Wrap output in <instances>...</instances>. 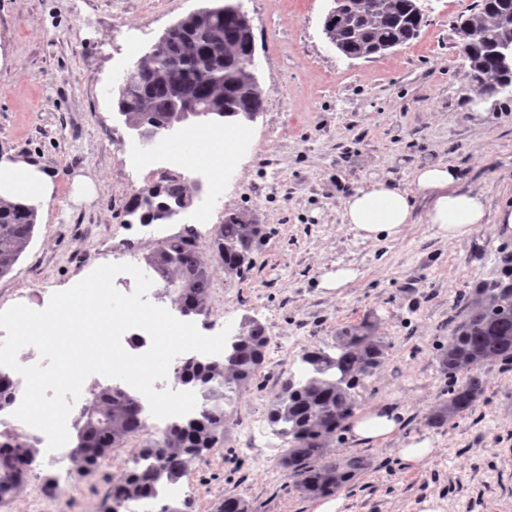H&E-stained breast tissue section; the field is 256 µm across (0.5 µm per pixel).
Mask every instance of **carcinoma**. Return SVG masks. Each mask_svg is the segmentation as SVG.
Wrapping results in <instances>:
<instances>
[{"label": "carcinoma", "instance_id": "obj_1", "mask_svg": "<svg viewBox=\"0 0 512 512\" xmlns=\"http://www.w3.org/2000/svg\"><path fill=\"white\" fill-rule=\"evenodd\" d=\"M413 0H385L379 12H367L350 24L340 18L330 21L336 42L345 55L358 56L374 45L406 42L421 25L412 9ZM205 23L183 28L163 44L155 43L133 69L137 78L117 90V109L123 122L139 127L153 137L170 124L173 103L181 96L200 107L213 109L208 123H237L248 112L264 109L262 96L252 88L244 59L254 43L236 19L217 9ZM512 14V0H479L467 16L477 35L461 42L462 58L469 73L481 78L512 83V71L504 72L490 46L512 42V29L499 19ZM187 188L179 177L168 176L158 190L150 187L135 195L127 210L139 214L142 224L156 222V213L177 208ZM37 225L36 208L28 203L0 202V277L9 274L28 249ZM263 237L262 228L238 213L224 217L216 226L210 249L212 257L229 274H239ZM146 270L174 295L173 303L185 317L208 313L211 276L197 246L183 237L170 238L143 258ZM374 324L365 320L338 332L324 350L315 348L301 355V367L281 380L280 389L267 410L270 425L288 444L281 464L299 478L303 492L312 497L336 493L367 468L361 456L333 458L328 443L336 430L352 417L356 390L382 366L389 345L372 334ZM270 336L257 320L246 318L224 352L230 359L216 360L188 353L176 361V376L184 388L197 396L191 413L166 425L159 434H147L143 400L131 392L103 386L83 405L75 420L74 452L79 469L93 471L118 448L143 435L134 465L112 483L103 512L114 505H134L143 512H192L193 502L168 501L156 496L161 480L176 482L190 464L224 441L225 406L231 394L239 395L264 368ZM494 359L512 360V278L503 277L478 288L453 328L448 343L441 346L437 362L453 379L448 398L427 418L428 426L440 428L449 420L471 411L485 393L481 366ZM18 381L0 374V409L10 406ZM38 466L37 449L20 434L0 435V506L11 503ZM214 512H249L239 497L226 496Z\"/></svg>", "mask_w": 512, "mask_h": 512}]
</instances>
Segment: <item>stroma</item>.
<instances>
[{"instance_id": "stroma-1", "label": "stroma", "mask_w": 512, "mask_h": 512, "mask_svg": "<svg viewBox=\"0 0 512 512\" xmlns=\"http://www.w3.org/2000/svg\"><path fill=\"white\" fill-rule=\"evenodd\" d=\"M477 0H425L424 23L407 44L370 59H349L328 43L329 0H240L254 35L264 110L243 122L246 145L229 164L209 144L187 150L178 133L161 147L183 162L180 176L201 180L195 206L157 227L129 222L130 199L158 182L123 160L133 139L115 105L114 83L180 18L207 0H0V156L54 174L51 200L13 271L0 277V310L21 303L44 309L105 263L141 265L160 241L193 230L211 275L210 309L239 326L261 322L272 341L266 364L228 408L221 448L203 454L182 483L193 512H213L234 495L250 512H315L297 478L279 464L275 434L246 441L242 421L266 414L280 380L304 350L333 345L337 332L375 316L391 348L381 369L357 390L358 411L390 405L406 413L400 431L360 447L338 429L332 455H359L368 467L339 491L340 512H421L437 499L443 512H512V361L483 365L477 406L441 428L428 415L448 396L437 348L447 343L465 298L499 276L512 237L479 224L462 237H436L417 203L414 224L394 240H364L342 220L354 189L383 179L411 189L416 167L443 162L463 189L484 192L490 209L512 202V93L482 95L460 57L455 25ZM242 212L264 226L249 270L236 276L212 261L214 225ZM357 270L342 293L323 287L326 273ZM423 435L433 453L421 465L399 449ZM122 470L105 465L74 479L47 472L0 512H101Z\"/></svg>"}]
</instances>
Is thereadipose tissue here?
<instances>
[{
  "label": "adipose tissue",
  "instance_id": "ef3b65f1",
  "mask_svg": "<svg viewBox=\"0 0 512 512\" xmlns=\"http://www.w3.org/2000/svg\"><path fill=\"white\" fill-rule=\"evenodd\" d=\"M416 192L375 180L356 188L342 202L343 220L353 225L365 240L389 239L414 221V195L427 202L426 221L446 239L459 238L484 223L487 201L482 192L464 191L458 171L450 163H433L414 171ZM54 188L52 177L23 161L0 160V199L18 201L36 198L49 201ZM405 414L399 409L370 410L348 424V436L368 445L398 432Z\"/></svg>",
  "mask_w": 512,
  "mask_h": 512
}]
</instances>
